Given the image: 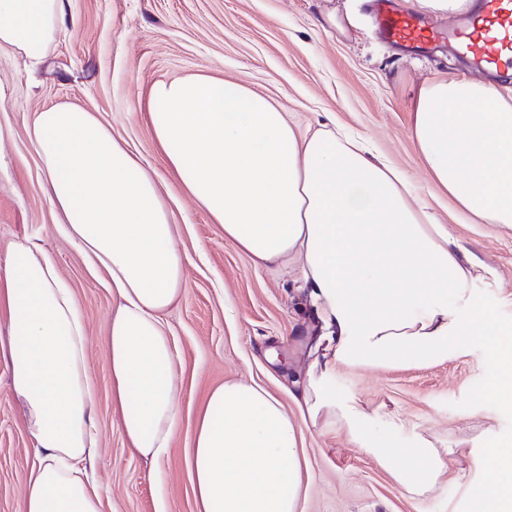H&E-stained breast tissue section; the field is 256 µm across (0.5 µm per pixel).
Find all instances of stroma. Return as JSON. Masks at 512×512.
I'll list each match as a JSON object with an SVG mask.
<instances>
[{
	"label": "stroma",
	"mask_w": 512,
	"mask_h": 512,
	"mask_svg": "<svg viewBox=\"0 0 512 512\" xmlns=\"http://www.w3.org/2000/svg\"><path fill=\"white\" fill-rule=\"evenodd\" d=\"M370 0H66L65 22L46 57L31 63L0 50V272L12 242L30 238L53 257L81 306L89 337L96 473L105 512H195L185 454L199 407L217 386L255 382L288 412L296 380L317 353L316 314L299 271L259 267L225 242L223 229L170 176L142 117L140 96L159 78L207 74L245 84L290 114L299 130L339 124L372 142L409 176L468 254L498 272L475 291L512 324V228L474 224L434 188L410 138V98L439 74L468 75L446 48L399 52L372 24ZM350 13L346 34L322 28L329 12ZM70 102L101 113L165 181L176 241L186 253V291L167 314L179 363L181 422L162 468L134 455L118 426L105 338L118 299L104 277L57 232L28 124L34 111ZM0 357V512H19L35 459L22 411ZM487 357L480 343L431 365H338L337 395L355 402L392 436L443 450L448 476L407 494L342 423H300L309 480L300 512H472L476 487L496 474L472 463L488 443L512 447V407L484 399Z\"/></svg>",
	"instance_id": "1"
}]
</instances>
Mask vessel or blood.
Returning a JSON list of instances; mask_svg holds the SVG:
<instances>
[{"label":"vessel or blood","mask_w":512,"mask_h":512,"mask_svg":"<svg viewBox=\"0 0 512 512\" xmlns=\"http://www.w3.org/2000/svg\"><path fill=\"white\" fill-rule=\"evenodd\" d=\"M477 2L481 27L474 31L459 29L445 37L476 68L496 72L512 69V0ZM376 7L380 28L392 43L422 48L443 37L424 26L416 15L394 9L391 0H376Z\"/></svg>","instance_id":"vessel-or-blood-1"}]
</instances>
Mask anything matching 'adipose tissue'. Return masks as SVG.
I'll list each match as a JSON object with an SVG mask.
<instances>
[{"mask_svg":"<svg viewBox=\"0 0 512 512\" xmlns=\"http://www.w3.org/2000/svg\"><path fill=\"white\" fill-rule=\"evenodd\" d=\"M65 0H0V50L42 58ZM170 172L259 266L299 269L325 343L290 417L265 388L213 389L190 427L186 465L197 512H297L307 474L298 421L339 416L407 493L443 479L437 449L396 450L370 434V415L336 395L337 364L393 367L447 360L480 341L487 395L512 407V325L475 292L491 268L466 256L408 175L333 127L299 132L271 101L209 76L161 78L140 102ZM411 138L433 185L477 224L512 226V100L491 83L454 75L411 100ZM63 237L104 274L119 303L106 338L112 401L131 450L154 465L179 428L178 362L165 317L186 290L178 227L155 173L96 112L57 103L29 128ZM9 340V392L36 458L22 512H103L92 476L98 439L89 339L78 300L52 256L24 238L0 279ZM478 467L498 475L475 512H512V448L491 445Z\"/></svg>","mask_w":512,"mask_h":512,"instance_id":"adipose-tissue-1","label":"adipose tissue"}]
</instances>
